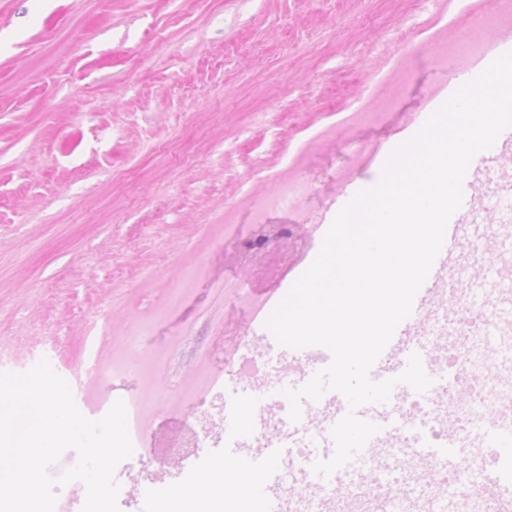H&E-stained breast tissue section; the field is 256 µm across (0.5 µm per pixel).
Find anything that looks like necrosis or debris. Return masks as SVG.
I'll list each match as a JSON object with an SVG mask.
<instances>
[{"label": "necrosis or debris", "mask_w": 512, "mask_h": 512, "mask_svg": "<svg viewBox=\"0 0 512 512\" xmlns=\"http://www.w3.org/2000/svg\"><path fill=\"white\" fill-rule=\"evenodd\" d=\"M500 13L471 25L457 47L467 68L484 50L488 34L506 28ZM431 380L422 392L391 393L393 412L378 415L366 404L365 418L384 431L378 446L356 453L330 475L309 461L332 443L335 400L305 404L290 417L287 388L308 382L315 364L286 358L243 330L224 363L223 383L248 390V427L242 436L225 434L223 420L202 412L181 426L174 448L205 443L264 449L289 441L278 463L281 488L291 512H512V501L487 486L488 469L512 473V321L491 316L470 289L441 286L428 306L418 307L403 338ZM176 512H253L251 496L233 481L209 496L179 497Z\"/></svg>", "instance_id": "necrosis-or-debris-1"}]
</instances>
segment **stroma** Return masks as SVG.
Returning a JSON list of instances; mask_svg holds the SVG:
<instances>
[{
    "label": "stroma",
    "mask_w": 512,
    "mask_h": 512,
    "mask_svg": "<svg viewBox=\"0 0 512 512\" xmlns=\"http://www.w3.org/2000/svg\"><path fill=\"white\" fill-rule=\"evenodd\" d=\"M498 6L0 0V354L46 359L85 413L131 399L160 447L213 400L236 326L281 351L253 313L317 258L340 189L374 181L451 97L437 45ZM287 183L305 190L285 204ZM287 219L303 242L243 273L226 233ZM245 456L150 460L140 512Z\"/></svg>",
    "instance_id": "1"
}]
</instances>
